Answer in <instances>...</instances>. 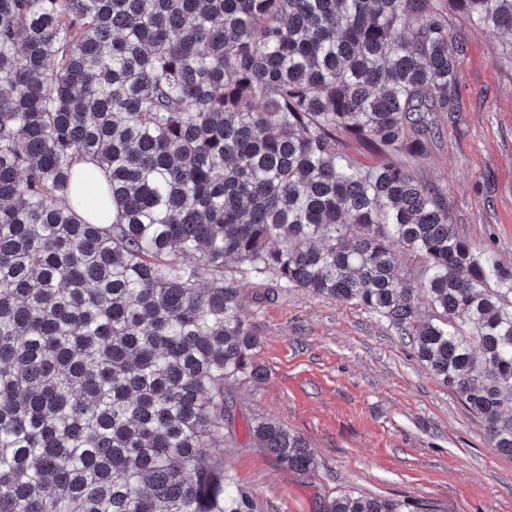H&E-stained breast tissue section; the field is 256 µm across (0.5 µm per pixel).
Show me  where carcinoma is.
<instances>
[{
	"label": "carcinoma",
	"mask_w": 512,
	"mask_h": 512,
	"mask_svg": "<svg viewBox=\"0 0 512 512\" xmlns=\"http://www.w3.org/2000/svg\"><path fill=\"white\" fill-rule=\"evenodd\" d=\"M450 2L512 32V0ZM443 7L0 0V512H258L224 475L226 387L262 377L240 276L384 319L512 457V270L415 174L463 53ZM83 160L93 221L69 201ZM247 434L315 468L275 418ZM323 510L413 512L353 492Z\"/></svg>",
	"instance_id": "cac0c4a2"
}]
</instances>
